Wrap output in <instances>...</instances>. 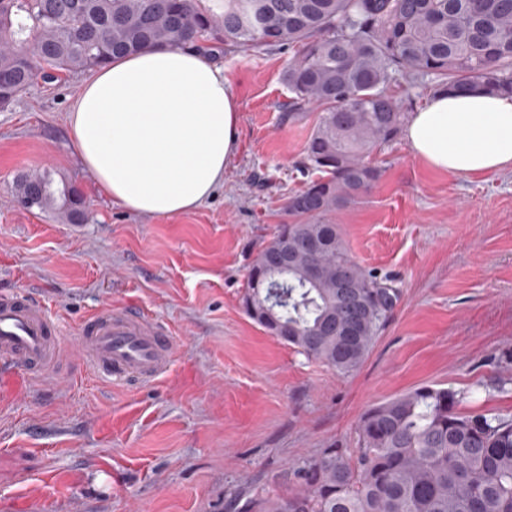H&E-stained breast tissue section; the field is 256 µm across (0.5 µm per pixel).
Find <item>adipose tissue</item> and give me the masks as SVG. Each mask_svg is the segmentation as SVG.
<instances>
[{
    "label": "adipose tissue",
    "instance_id": "ef3b65f1",
    "mask_svg": "<svg viewBox=\"0 0 512 512\" xmlns=\"http://www.w3.org/2000/svg\"><path fill=\"white\" fill-rule=\"evenodd\" d=\"M71 138L126 211L186 214L223 184L240 139V103L223 66L191 48L114 58L78 89ZM412 156L460 176L512 170V94L439 91L403 131Z\"/></svg>",
    "mask_w": 512,
    "mask_h": 512
}]
</instances>
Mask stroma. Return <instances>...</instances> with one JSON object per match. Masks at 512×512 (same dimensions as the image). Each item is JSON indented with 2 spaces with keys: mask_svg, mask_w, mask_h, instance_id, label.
<instances>
[{
  "mask_svg": "<svg viewBox=\"0 0 512 512\" xmlns=\"http://www.w3.org/2000/svg\"><path fill=\"white\" fill-rule=\"evenodd\" d=\"M293 55H215L240 100V142L223 185L187 214L128 212L83 167L69 117L86 73L36 78L0 107V293L41 300L68 350L42 378L0 383V512H232L290 492L291 465L356 447L366 410L425 384L453 388L460 412L512 418L511 172H440L400 138L374 154L381 179L330 216L399 293L355 373L246 316L252 260L308 179L319 111L286 116ZM44 167L77 191L83 221L15 204L16 176ZM111 304L171 331L156 383L99 379L77 352L80 325Z\"/></svg>",
  "mask_w": 512,
  "mask_h": 512,
  "instance_id": "stroma-1",
  "label": "stroma"
}]
</instances>
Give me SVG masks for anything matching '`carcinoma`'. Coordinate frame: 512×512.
Returning a JSON list of instances; mask_svg holds the SVG:
<instances>
[{
	"label": "carcinoma",
	"mask_w": 512,
	"mask_h": 512,
	"mask_svg": "<svg viewBox=\"0 0 512 512\" xmlns=\"http://www.w3.org/2000/svg\"><path fill=\"white\" fill-rule=\"evenodd\" d=\"M268 54L297 48L284 81L288 118L322 107L304 145L317 174L287 204L254 257L245 313L307 358L356 371L397 300L396 290L349 251L336 210L358 204L379 180L370 155L395 140L406 112L396 77L433 90L512 93V0H0V99L41 75L101 67L148 47ZM15 201L75 223V190L46 171L25 174ZM303 237L321 243V279L307 259L268 278L265 258ZM282 304L267 315V282ZM458 393L422 385L370 408L358 447L334 446L292 468L286 496L254 495L243 512H512V419L462 414Z\"/></svg>",
	"instance_id": "carcinoma-1"
}]
</instances>
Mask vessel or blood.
<instances>
[{
  "mask_svg": "<svg viewBox=\"0 0 512 512\" xmlns=\"http://www.w3.org/2000/svg\"><path fill=\"white\" fill-rule=\"evenodd\" d=\"M76 346L97 376L152 383L171 362L172 338L157 321L133 306H116L88 320ZM63 355V341L45 306L28 294L0 295V373L35 379Z\"/></svg>",
  "mask_w": 512,
  "mask_h": 512,
  "instance_id": "obj_1",
  "label": "vessel or blood"
}]
</instances>
